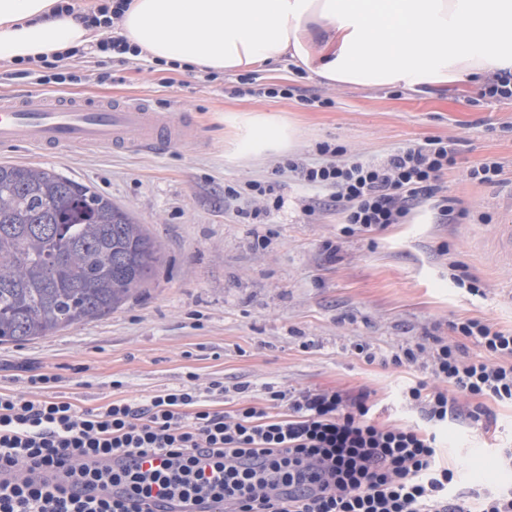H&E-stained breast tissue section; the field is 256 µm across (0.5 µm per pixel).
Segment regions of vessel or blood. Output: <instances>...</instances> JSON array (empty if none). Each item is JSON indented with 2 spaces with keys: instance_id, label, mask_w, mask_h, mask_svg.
<instances>
[{
  "instance_id": "obj_1",
  "label": "vessel or blood",
  "mask_w": 512,
  "mask_h": 512,
  "mask_svg": "<svg viewBox=\"0 0 512 512\" xmlns=\"http://www.w3.org/2000/svg\"><path fill=\"white\" fill-rule=\"evenodd\" d=\"M192 116L176 121L152 112L139 98L94 100L32 92L22 99L0 97V147L26 146L44 152L66 147L132 151L173 147L195 139ZM170 512H220L206 496L167 502Z\"/></svg>"
}]
</instances>
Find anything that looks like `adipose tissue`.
Returning <instances> with one entry per match:
<instances>
[{"instance_id":"ef3b65f1","label":"adipose tissue","mask_w":512,"mask_h":512,"mask_svg":"<svg viewBox=\"0 0 512 512\" xmlns=\"http://www.w3.org/2000/svg\"><path fill=\"white\" fill-rule=\"evenodd\" d=\"M120 33L143 59L200 72L282 59L330 85L434 86L512 72V0H131ZM60 0H0V61L97 42ZM248 152L290 145L291 128L242 116Z\"/></svg>"}]
</instances>
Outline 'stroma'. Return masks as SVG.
I'll list each match as a JSON object with an SVG mask.
<instances>
[{
  "mask_svg": "<svg viewBox=\"0 0 512 512\" xmlns=\"http://www.w3.org/2000/svg\"><path fill=\"white\" fill-rule=\"evenodd\" d=\"M69 64L82 81L64 86V94L140 97L171 119L190 113L205 145L52 154L0 149V163L52 167L112 198L144 224L162 255L149 283L111 314L0 344V392L29 393V376L49 372L58 378V394L90 409L116 399L137 402L192 378L202 387L224 382L225 396L207 404L230 412L239 401L233 385L249 384L260 402L270 383L288 391H365L378 423H413L417 416L399 395L416 371L367 363L356 344L387 354L406 342L450 338L452 322L472 317L512 329V263L491 244L497 225H512V100L481 98L478 77L461 88L331 86L284 59L250 71L258 93L240 96L237 71L211 80L97 52ZM104 73L111 81L99 82ZM273 85L297 93L260 95ZM305 96L331 104L309 107ZM248 111L291 125L293 146L246 155L235 118ZM433 136L459 151L457 166L441 179L443 195L468 212L455 224L441 223L430 200L406 223L349 233L342 213L325 205L326 191L276 172L286 157L318 161L324 142L382 160ZM489 157L503 165L500 182L470 180L468 169ZM254 181L272 184L284 207L263 214L264 200L245 192ZM230 187L236 197L226 196ZM457 271L479 279L482 294L459 287ZM489 409L484 425L452 420L438 433L440 454L470 497L512 487V469L499 458L500 449L512 448V407Z\"/></svg>",
  "mask_w": 512,
  "mask_h": 512,
  "instance_id": "obj_1",
  "label": "stroma"
}]
</instances>
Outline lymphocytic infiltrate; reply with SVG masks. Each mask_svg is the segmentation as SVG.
Instances as JSON below:
<instances>
[{
  "label": "lymphocytic infiltrate",
  "mask_w": 512,
  "mask_h": 512,
  "mask_svg": "<svg viewBox=\"0 0 512 512\" xmlns=\"http://www.w3.org/2000/svg\"><path fill=\"white\" fill-rule=\"evenodd\" d=\"M128 0H103L90 15L108 29L98 52L129 53L115 22ZM319 162L287 159L278 173L330 191L350 229L400 224L419 204L437 199L440 219L466 218L454 199L439 198L440 176L457 164V151L440 137L401 147L384 160L340 158L339 147L318 146ZM451 340L405 343L366 362L422 369L402 391L416 425L378 424L367 392H285L268 387V401L287 402L272 418L248 399L233 413L207 408L203 394H220L215 381L169 388L134 403L113 400L82 409L55 393L57 376L28 379L34 397L0 393V512H150L153 498L207 495L233 512H512V489L469 504L456 493V472L439 460L436 427L465 418L479 425L488 402L512 404V330L479 318L451 323ZM480 352L473 355L469 344ZM468 406H460L459 398ZM151 456L150 468L134 465ZM320 468V492L294 491L303 464ZM120 496L103 497L105 487Z\"/></svg>",
  "instance_id": "lymphocytic-infiltrate-1"
}]
</instances>
